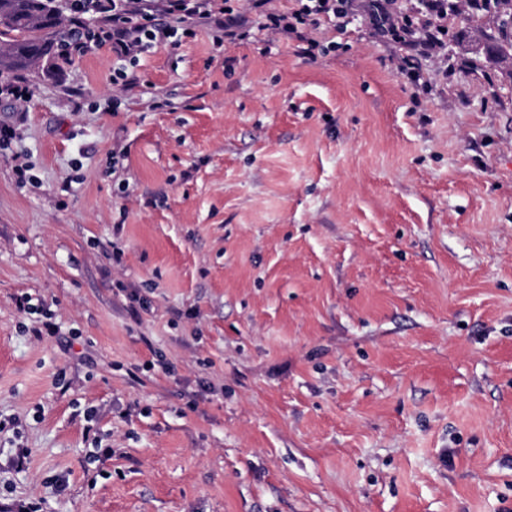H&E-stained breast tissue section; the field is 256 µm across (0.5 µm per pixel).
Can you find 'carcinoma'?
Masks as SVG:
<instances>
[{"mask_svg":"<svg viewBox=\"0 0 512 512\" xmlns=\"http://www.w3.org/2000/svg\"><path fill=\"white\" fill-rule=\"evenodd\" d=\"M448 30V59L468 72L494 69L512 84V0H444L437 16L414 10ZM57 0H0V75L39 64L51 53L60 28ZM468 24H462V21Z\"/></svg>","mask_w":512,"mask_h":512,"instance_id":"carcinoma-1","label":"carcinoma"}]
</instances>
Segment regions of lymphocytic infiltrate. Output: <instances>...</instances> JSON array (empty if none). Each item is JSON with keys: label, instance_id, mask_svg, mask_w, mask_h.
<instances>
[{"label": "lymphocytic infiltrate", "instance_id": "obj_1", "mask_svg": "<svg viewBox=\"0 0 512 512\" xmlns=\"http://www.w3.org/2000/svg\"><path fill=\"white\" fill-rule=\"evenodd\" d=\"M270 0H252L254 8L263 12L264 26L275 32L295 33L317 27L322 18L339 17L342 7L336 0H303L298 8L285 13L269 10ZM375 6L374 26L393 40H413L427 51H447L448 43L442 27L413 22L410 15L390 20L381 0H369ZM93 8L102 14L100 32L86 31L83 7H76L72 27L67 34L65 56L83 55L90 42H111L112 52L120 58H136L155 45L169 42L181 24L193 22L214 26L220 40L234 41L247 36L231 0H92Z\"/></svg>", "mask_w": 512, "mask_h": 512}]
</instances>
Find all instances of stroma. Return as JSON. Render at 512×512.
Listing matches in <instances>:
<instances>
[{
  "instance_id": "obj_1",
  "label": "stroma",
  "mask_w": 512,
  "mask_h": 512,
  "mask_svg": "<svg viewBox=\"0 0 512 512\" xmlns=\"http://www.w3.org/2000/svg\"><path fill=\"white\" fill-rule=\"evenodd\" d=\"M235 5L0 94V512H512V85Z\"/></svg>"
}]
</instances>
